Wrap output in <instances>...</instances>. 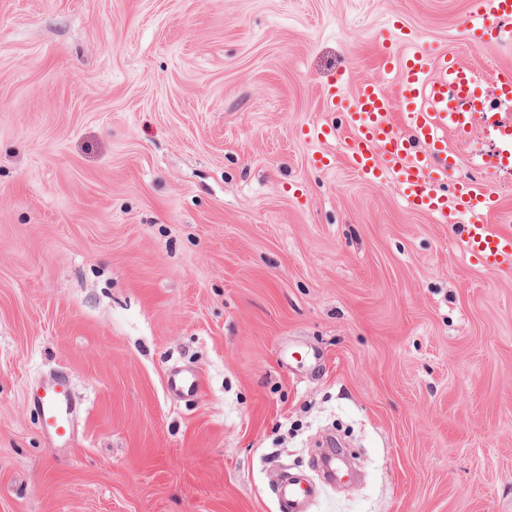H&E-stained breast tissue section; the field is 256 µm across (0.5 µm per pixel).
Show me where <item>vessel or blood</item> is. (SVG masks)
I'll list each match as a JSON object with an SVG mask.
<instances>
[{
	"label": "vessel or blood",
	"mask_w": 512,
	"mask_h": 512,
	"mask_svg": "<svg viewBox=\"0 0 512 512\" xmlns=\"http://www.w3.org/2000/svg\"><path fill=\"white\" fill-rule=\"evenodd\" d=\"M512 0H473L467 30L490 35L492 40L512 42ZM382 68L392 81V89L374 82L363 83L355 97H348L344 80L326 85V101L346 115L352 131L345 144L353 167L369 182L394 179L408 206L434 215L440 223H464L466 249L482 264L512 268V229L486 224L496 208L492 192L469 180H458L453 196L442 194L437 185L453 174L458 163L448 149L447 134L464 128L468 115L457 111L456 102H482L483 83L474 70L456 57L432 59L418 49L409 51L401 62L385 56ZM401 113L395 124L393 113ZM499 149L488 166L493 170L512 169V128L502 127ZM170 389L194 396L199 376L194 371H176L169 378ZM33 402L43 428L52 440L65 443L70 438L73 395L67 379L40 386ZM316 495L313 484L299 480L282 483L278 489L280 512H307Z\"/></svg>",
	"instance_id": "1"
}]
</instances>
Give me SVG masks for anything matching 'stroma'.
<instances>
[{
	"label": "stroma",
	"instance_id": "35a3bbf8",
	"mask_svg": "<svg viewBox=\"0 0 512 512\" xmlns=\"http://www.w3.org/2000/svg\"><path fill=\"white\" fill-rule=\"evenodd\" d=\"M471 7L0 0V512H279L329 434L365 475L311 512H512V269L364 181L322 95L388 47L512 67ZM493 146L448 139L512 226ZM64 376L61 446L30 391ZM169 388L176 394L194 396L199 387V376L195 371H175L168 381Z\"/></svg>",
	"mask_w": 512,
	"mask_h": 512
}]
</instances>
